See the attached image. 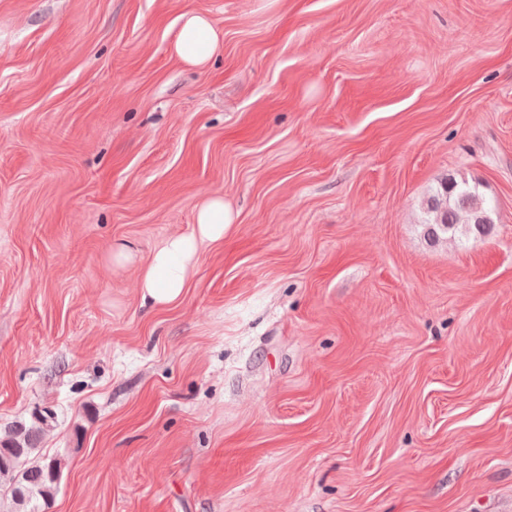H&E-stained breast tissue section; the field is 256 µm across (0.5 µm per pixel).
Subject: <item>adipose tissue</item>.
Returning <instances> with one entry per match:
<instances>
[{
	"mask_svg": "<svg viewBox=\"0 0 512 512\" xmlns=\"http://www.w3.org/2000/svg\"><path fill=\"white\" fill-rule=\"evenodd\" d=\"M223 46L221 33L207 15L188 12L181 17L171 53L185 66L201 69ZM234 221L223 197L200 199L192 231L170 236L142 261L139 270L142 306L158 309L177 304L194 276L200 249L223 241Z\"/></svg>",
	"mask_w": 512,
	"mask_h": 512,
	"instance_id": "ef3b65f1",
	"label": "adipose tissue"
}]
</instances>
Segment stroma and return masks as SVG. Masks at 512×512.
<instances>
[{
  "instance_id": "stroma-1",
  "label": "stroma",
  "mask_w": 512,
  "mask_h": 512,
  "mask_svg": "<svg viewBox=\"0 0 512 512\" xmlns=\"http://www.w3.org/2000/svg\"><path fill=\"white\" fill-rule=\"evenodd\" d=\"M447 177L490 235L425 241ZM44 407L51 512H512V0H0V425ZM223 46L221 33L207 15L187 12L181 17L170 49L171 54L185 66L202 69ZM234 221L233 212L223 197L200 199L196 204L193 230L170 236L142 261L139 270L141 305L158 309L177 304L193 279L200 249L223 241Z\"/></svg>"
}]
</instances>
